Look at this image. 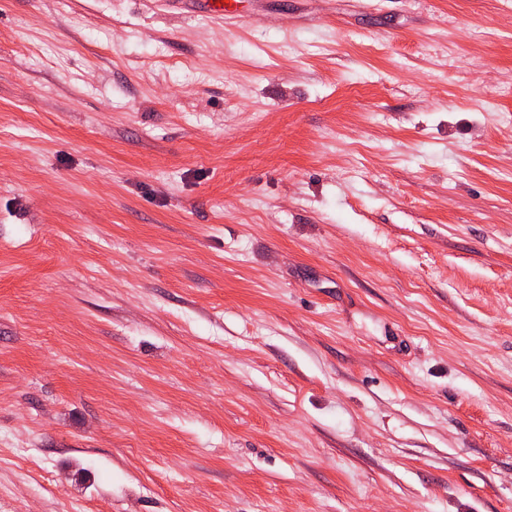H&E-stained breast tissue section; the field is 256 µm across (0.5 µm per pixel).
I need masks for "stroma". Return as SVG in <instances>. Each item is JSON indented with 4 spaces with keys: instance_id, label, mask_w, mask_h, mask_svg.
<instances>
[{
    "instance_id": "35a3bbf8",
    "label": "stroma",
    "mask_w": 512,
    "mask_h": 512,
    "mask_svg": "<svg viewBox=\"0 0 512 512\" xmlns=\"http://www.w3.org/2000/svg\"><path fill=\"white\" fill-rule=\"evenodd\" d=\"M512 0H0V512H512Z\"/></svg>"
}]
</instances>
